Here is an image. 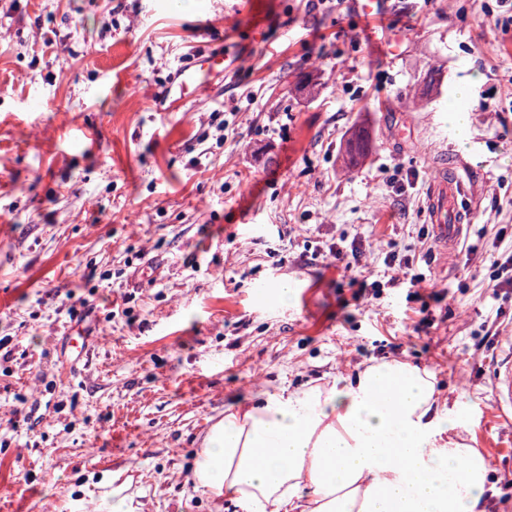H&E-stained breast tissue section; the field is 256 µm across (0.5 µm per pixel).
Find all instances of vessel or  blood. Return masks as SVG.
<instances>
[{
	"instance_id": "1",
	"label": "vessel or blood",
	"mask_w": 512,
	"mask_h": 512,
	"mask_svg": "<svg viewBox=\"0 0 512 512\" xmlns=\"http://www.w3.org/2000/svg\"><path fill=\"white\" fill-rule=\"evenodd\" d=\"M244 53V48L239 46L221 55H194L177 68L164 94L152 101V111H184L191 98L211 88L216 78L233 75ZM454 196V184L444 176L431 185L427 196L429 219L436 240L445 247L453 245L464 230V215L455 209ZM493 393L498 409H512V354L501 360L497 367Z\"/></svg>"
}]
</instances>
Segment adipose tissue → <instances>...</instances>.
Listing matches in <instances>:
<instances>
[{"label": "adipose tissue", "instance_id": "ef3b65f1", "mask_svg": "<svg viewBox=\"0 0 512 512\" xmlns=\"http://www.w3.org/2000/svg\"><path fill=\"white\" fill-rule=\"evenodd\" d=\"M434 375L388 359L332 384L263 393L201 442L195 490L243 512H486L490 461L451 439Z\"/></svg>", "mask_w": 512, "mask_h": 512}]
</instances>
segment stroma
<instances>
[{
  "mask_svg": "<svg viewBox=\"0 0 512 512\" xmlns=\"http://www.w3.org/2000/svg\"><path fill=\"white\" fill-rule=\"evenodd\" d=\"M506 14L388 0L369 27L351 0H0V512H241L194 489L209 427L383 358L472 407L457 433L490 460L487 512H512V412L493 401L512 288L491 280L512 248ZM240 43L227 81L150 110L182 61ZM442 171L476 256L435 241ZM354 242L357 268L331 263ZM392 251L418 286L390 284ZM283 280L287 303L268 292Z\"/></svg>",
  "mask_w": 512,
  "mask_h": 512,
  "instance_id": "1",
  "label": "stroma"
}]
</instances>
